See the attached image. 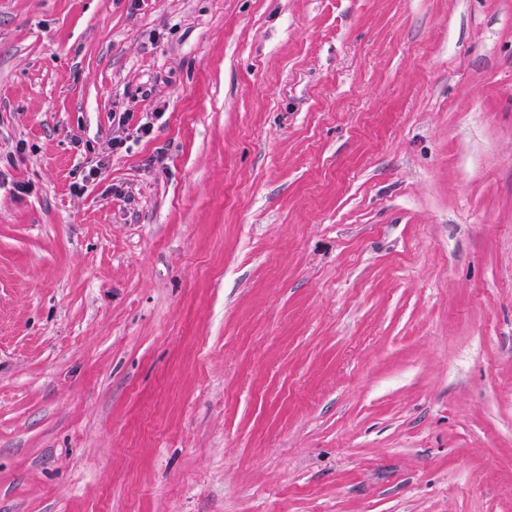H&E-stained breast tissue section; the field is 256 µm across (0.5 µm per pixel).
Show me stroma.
Here are the masks:
<instances>
[{
	"label": "stroma",
	"instance_id": "stroma-1",
	"mask_svg": "<svg viewBox=\"0 0 512 512\" xmlns=\"http://www.w3.org/2000/svg\"><path fill=\"white\" fill-rule=\"evenodd\" d=\"M0 512H512V0H0Z\"/></svg>",
	"mask_w": 512,
	"mask_h": 512
}]
</instances>
